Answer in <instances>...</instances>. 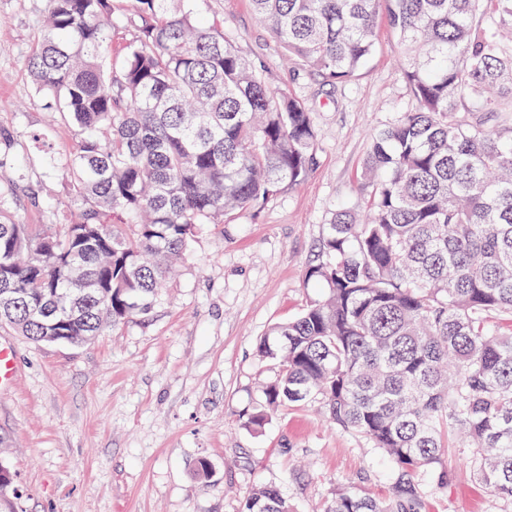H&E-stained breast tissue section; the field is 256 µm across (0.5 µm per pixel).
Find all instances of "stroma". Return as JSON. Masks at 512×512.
<instances>
[{
	"label": "stroma",
	"instance_id": "stroma-1",
	"mask_svg": "<svg viewBox=\"0 0 512 512\" xmlns=\"http://www.w3.org/2000/svg\"><path fill=\"white\" fill-rule=\"evenodd\" d=\"M195 14L260 63L272 87L303 100L315 132V164L257 211L203 225L151 309L133 313L83 345L35 344L8 326L0 342L17 356L13 385L0 392V464L14 494L0 512H243L248 494L278 486L292 512H322L337 486L385 496L389 460L330 425L313 402L271 412L261 430L242 416L264 401L275 365L257 352L273 324L324 296L307 282L324 224L360 209L370 137L412 107L397 67L400 45L379 18L376 50L362 75L327 85L285 56L250 0H192ZM46 0H0V131L19 138L0 180H18L41 205L21 203L20 224L47 221L66 182L46 159L65 161L78 137L53 123L25 59L44 27ZM47 135V148L27 132ZM468 452L440 463L451 486L426 487V512H492L490 493L469 477ZM210 465L197 477L198 460Z\"/></svg>",
	"mask_w": 512,
	"mask_h": 512
}]
</instances>
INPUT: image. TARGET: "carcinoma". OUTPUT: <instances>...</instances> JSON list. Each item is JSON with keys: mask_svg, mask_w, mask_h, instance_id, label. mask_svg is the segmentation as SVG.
<instances>
[{"mask_svg": "<svg viewBox=\"0 0 512 512\" xmlns=\"http://www.w3.org/2000/svg\"><path fill=\"white\" fill-rule=\"evenodd\" d=\"M26 59L80 136L68 199L11 220L0 183V325L80 344L146 312L203 224L259 208L313 165L309 109L184 0H135L112 65L114 0H46ZM257 21L329 85L361 74L379 8L415 106L371 138L360 193L324 225L306 280L324 298L270 327L268 411L306 402L395 465L384 498L336 488L325 512H424L425 477L461 442L473 479L512 512V0H251ZM507 324L497 331L494 323ZM244 512H290L274 485Z\"/></svg>", "mask_w": 512, "mask_h": 512, "instance_id": "cac0c4a2", "label": "carcinoma"}]
</instances>
